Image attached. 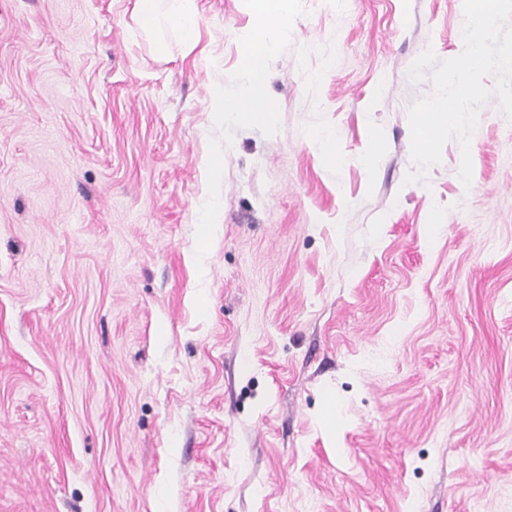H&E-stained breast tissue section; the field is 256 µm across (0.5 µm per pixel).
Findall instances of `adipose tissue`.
Returning a JSON list of instances; mask_svg holds the SVG:
<instances>
[{
  "label": "adipose tissue",
  "mask_w": 512,
  "mask_h": 512,
  "mask_svg": "<svg viewBox=\"0 0 512 512\" xmlns=\"http://www.w3.org/2000/svg\"><path fill=\"white\" fill-rule=\"evenodd\" d=\"M131 17L147 34L160 30L176 33L184 52L199 43V18L196 0H129ZM293 0H250L254 25L241 41L244 66L257 71L259 63L273 54L288 37V19Z\"/></svg>",
  "instance_id": "obj_1"
}]
</instances>
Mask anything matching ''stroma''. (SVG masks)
<instances>
[{"label":"stroma","instance_id":"stroma-1","mask_svg":"<svg viewBox=\"0 0 512 512\" xmlns=\"http://www.w3.org/2000/svg\"><path fill=\"white\" fill-rule=\"evenodd\" d=\"M197 2L0 0V512H512V118L405 180L463 0H294L265 124ZM131 17L147 34L159 30L176 33L185 54L199 43V18L195 0H129Z\"/></svg>","mask_w":512,"mask_h":512}]
</instances>
